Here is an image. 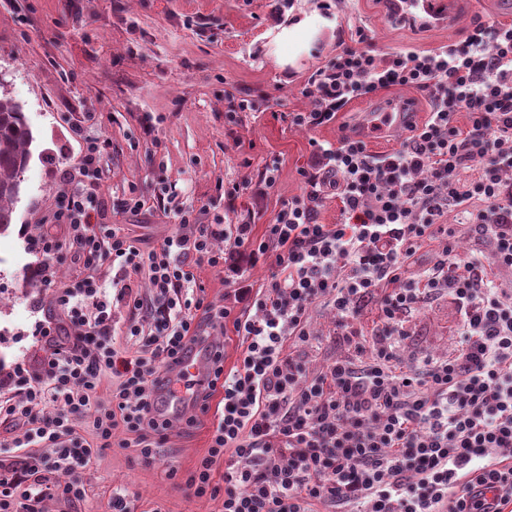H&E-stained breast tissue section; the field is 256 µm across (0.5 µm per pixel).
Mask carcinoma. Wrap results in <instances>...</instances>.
I'll list each match as a JSON object with an SVG mask.
<instances>
[{
    "mask_svg": "<svg viewBox=\"0 0 512 512\" xmlns=\"http://www.w3.org/2000/svg\"><path fill=\"white\" fill-rule=\"evenodd\" d=\"M34 142L23 105L10 93L0 90V235L13 224Z\"/></svg>",
    "mask_w": 512,
    "mask_h": 512,
    "instance_id": "cac0c4a2",
    "label": "carcinoma"
}]
</instances>
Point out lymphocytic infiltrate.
Listing matches in <instances>:
<instances>
[{
  "label": "lymphocytic infiltrate",
  "mask_w": 512,
  "mask_h": 512,
  "mask_svg": "<svg viewBox=\"0 0 512 512\" xmlns=\"http://www.w3.org/2000/svg\"><path fill=\"white\" fill-rule=\"evenodd\" d=\"M392 87L429 105L402 147L375 154L348 133L333 145L311 140L302 195L259 239L252 225L218 214L206 223L178 207V231L141 250L120 225L101 223L108 141L74 125L84 149L62 170L49 216L68 239L30 241L51 292V312L32 306L40 366L16 362L0 394V424L16 428L0 438V512L84 501L80 475L106 448L157 466L172 428L156 413L166 375L208 337V387L224 406L182 484L187 497L222 498V512H512V280L502 278L512 273V21L474 22L464 40L426 51L340 46L307 80L310 109L287 119L332 124L352 101ZM329 198L335 224L319 220ZM451 212L458 223H447ZM463 233L481 249L460 256ZM434 241L431 263L408 276ZM66 247L85 273L59 287ZM239 248L267 261L268 276L230 303L208 301L193 266L223 269ZM106 263L116 268L108 281L98 273ZM442 295L457 314L455 352L403 360L407 317ZM319 305L354 354L314 372L304 349ZM229 330L241 351L227 369Z\"/></svg>",
  "instance_id": "obj_1"
}]
</instances>
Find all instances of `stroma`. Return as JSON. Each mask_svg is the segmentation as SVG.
Returning a JSON list of instances; mask_svg holds the SVG:
<instances>
[{
	"mask_svg": "<svg viewBox=\"0 0 512 512\" xmlns=\"http://www.w3.org/2000/svg\"><path fill=\"white\" fill-rule=\"evenodd\" d=\"M316 16L325 25L307 48L279 43L282 29ZM512 12L481 0H462L454 23L419 22L392 16L385 0H0V85L24 106L36 141L15 208L14 222L0 236V392L18 360L38 367L42 355L33 335V301L49 292L24 247L28 235L65 238L61 224L45 223L62 189L59 172L74 167L83 145L72 125H92L110 147L100 162L102 221L123 225L144 246L175 231L172 205L207 207L225 223L249 224L263 237L284 202L303 192L310 139L336 143L341 131L362 138L370 152L399 149L404 132L369 128L367 116L392 103L411 102L415 119L428 103L393 88L349 105L343 125L316 129L289 125L286 112L310 107L308 77L365 32L377 49L421 50L465 37L473 21H508ZM256 101L260 109L229 118L225 92ZM276 161L274 185L261 169ZM169 199L153 198L158 179ZM247 181L234 201L220 183ZM141 199L139 212L113 209L114 200ZM319 340L307 352L312 368L346 353L332 313L311 312ZM403 354H445L457 343L453 304L439 297L411 314ZM212 415L190 432L173 427L166 460L186 477L211 438ZM87 497L74 507L57 501L48 512H111L113 488L138 496L139 512H220L221 499L187 498L163 468L137 464L132 450H103L83 475Z\"/></svg>",
	"mask_w": 512,
	"mask_h": 512,
	"instance_id": "1",
	"label": "stroma"
}]
</instances>
